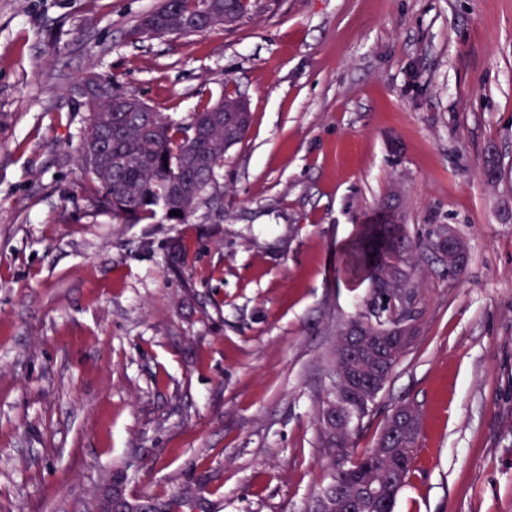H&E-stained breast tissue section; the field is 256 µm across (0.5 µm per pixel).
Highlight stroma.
Instances as JSON below:
<instances>
[{"label": "stroma", "instance_id": "obj_1", "mask_svg": "<svg viewBox=\"0 0 512 512\" xmlns=\"http://www.w3.org/2000/svg\"><path fill=\"white\" fill-rule=\"evenodd\" d=\"M158 3L0 0V512H75L115 467L162 495L192 465L223 512H309L328 480L314 397L370 297L340 256L389 197L469 259L451 278L418 257V338L359 445L414 401L395 512H512V0H274L131 41ZM91 71L175 120L248 98L223 218L86 207L67 90ZM272 1L260 0H218L214 5L223 10V17L232 18V22L225 27L231 28L250 19L261 9H268Z\"/></svg>", "mask_w": 512, "mask_h": 512}]
</instances>
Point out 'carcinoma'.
<instances>
[{
  "instance_id": "carcinoma-1",
  "label": "carcinoma",
  "mask_w": 512,
  "mask_h": 512,
  "mask_svg": "<svg viewBox=\"0 0 512 512\" xmlns=\"http://www.w3.org/2000/svg\"><path fill=\"white\" fill-rule=\"evenodd\" d=\"M200 0H161L150 12L151 20L162 32L191 35L205 30L200 26L180 30L182 20L197 14ZM268 0H217L215 7L232 19L228 27L237 26L261 9ZM82 82L87 92L78 96L74 88L69 94L78 109L86 112L84 130L77 148L78 163L84 172V200L94 209L109 212L122 224H139L156 217L160 208L170 212L168 223L189 224L191 218L211 202L216 170L224 162L227 150L224 122L214 120L215 104L200 101L187 118L175 121L164 113L147 111L123 112L117 103L129 96L114 77L99 73L86 75ZM180 215L174 216L172 212ZM440 228H434L426 240L405 237L402 241L408 254L433 252ZM389 247L388 235L379 224L363 225L359 240L349 258L370 273L375 281L382 274L381 258ZM403 318H416V312L380 298L375 288L367 314L361 317L366 327H389ZM350 415L349 432L341 442L322 431L329 478L339 469L336 459L344 461L343 472L355 480L377 463L381 439L371 448H358L357 439L364 429V420L371 415L374 402L352 394L344 397ZM416 454L395 458L389 469L379 473L388 483L404 487L412 471ZM209 476L186 469L172 490L164 496H145L142 512H221L217 499L207 496Z\"/></svg>"
}]
</instances>
